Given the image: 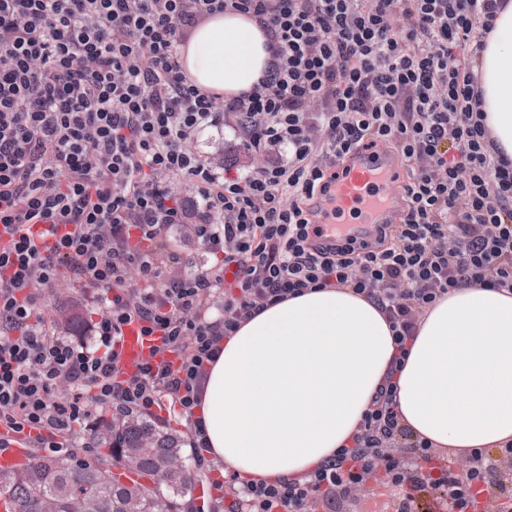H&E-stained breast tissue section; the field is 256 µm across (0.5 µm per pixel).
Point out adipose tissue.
Instances as JSON below:
<instances>
[{"instance_id": "ef3b65f1", "label": "adipose tissue", "mask_w": 512, "mask_h": 512, "mask_svg": "<svg viewBox=\"0 0 512 512\" xmlns=\"http://www.w3.org/2000/svg\"><path fill=\"white\" fill-rule=\"evenodd\" d=\"M255 18L203 19L180 48L198 89L232 98L265 74ZM486 123L512 158V0L476 59ZM209 364L195 414L211 459L253 479L294 477L355 433L394 344L383 314L345 288L288 299L241 324ZM397 410L418 439L455 456L512 442V293L458 288L423 317L397 376Z\"/></svg>"}]
</instances>
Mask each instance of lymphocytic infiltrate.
<instances>
[{"mask_svg": "<svg viewBox=\"0 0 512 512\" xmlns=\"http://www.w3.org/2000/svg\"><path fill=\"white\" fill-rule=\"evenodd\" d=\"M505 0H0V425L59 448L89 404L196 423L222 338L264 307L349 288L378 306L400 371L427 310L452 290L512 291V159L485 124L473 59ZM266 25L272 61L226 99L188 83L178 55L205 17ZM231 124L257 166L190 148ZM392 146L409 171L399 223L319 242L314 208L336 162ZM195 193L189 207L179 190ZM192 223L216 263L172 230ZM35 224L57 231L39 244ZM101 293L93 344L48 334L63 272ZM139 322L163 358L120 378L115 346ZM392 377L356 433L296 477L213 481L227 512H317L369 484L396 512H505L512 443L458 470L400 423Z\"/></svg>", "mask_w": 512, "mask_h": 512, "instance_id": "obj_1", "label": "lymphocytic infiltrate"}]
</instances>
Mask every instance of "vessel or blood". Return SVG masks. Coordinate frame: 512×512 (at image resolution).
Wrapping results in <instances>:
<instances>
[{
    "instance_id": "obj_1",
    "label": "vessel or blood",
    "mask_w": 512,
    "mask_h": 512,
    "mask_svg": "<svg viewBox=\"0 0 512 512\" xmlns=\"http://www.w3.org/2000/svg\"><path fill=\"white\" fill-rule=\"evenodd\" d=\"M336 171L332 197L317 202L316 221L325 237L369 238L379 225L399 219L406 177L396 158L363 150L337 162ZM160 344V337L142 335L139 323L126 325L116 347L119 370L126 376L139 373ZM30 459L31 450L24 441L0 448L2 470L23 467Z\"/></svg>"
}]
</instances>
